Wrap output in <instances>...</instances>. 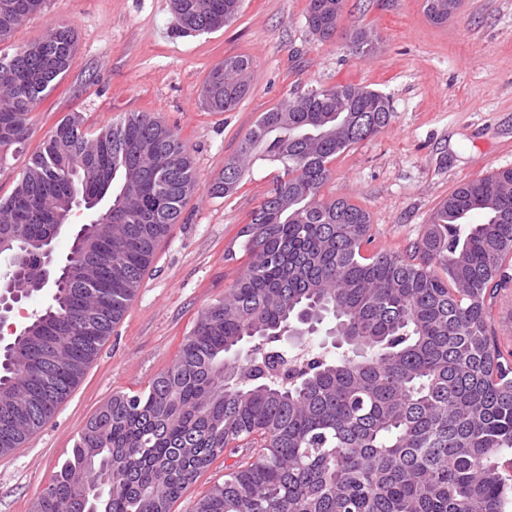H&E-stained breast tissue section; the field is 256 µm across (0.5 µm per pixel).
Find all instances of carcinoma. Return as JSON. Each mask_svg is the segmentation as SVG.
I'll return each instance as SVG.
<instances>
[{
	"instance_id": "obj_1",
	"label": "carcinoma",
	"mask_w": 512,
	"mask_h": 512,
	"mask_svg": "<svg viewBox=\"0 0 512 512\" xmlns=\"http://www.w3.org/2000/svg\"><path fill=\"white\" fill-rule=\"evenodd\" d=\"M0 12V45L45 0H11ZM344 0H308L306 20L332 38ZM189 32L224 27L242 0H175ZM459 0H425L443 23ZM357 53L375 50L366 27L353 29ZM72 29L0 51V150L20 149L32 112L66 73ZM250 59L233 56L209 74L203 97L213 112L246 95ZM381 93L347 83L312 89L261 113L211 193L240 184L254 154L282 174L237 233L250 262L199 314L173 363L132 395L117 394L78 435L70 457L40 493L34 512H171L198 474L231 444L260 437L257 458L226 475L195 512H509L512 484L498 459L512 453V362L486 325V300L507 281L512 254V169L469 181L436 208L406 253H361L371 219L343 197L324 198L329 164L391 119ZM134 143L156 147L150 154ZM91 153L111 178L74 174ZM38 184L21 178L0 198V222L28 241L51 230V215L71 187L116 213L96 211L110 228L103 261L82 290L64 282L34 316L44 346L62 355L47 374L18 360L25 344L0 346V405L27 411L23 429L0 425V454L21 447L82 380L121 321L159 243L198 187L185 144L149 112H133L88 132L77 115L60 121L28 163ZM14 288L38 263L21 250ZM356 353L306 352L256 377L253 365L285 335L312 334L327 316ZM257 355L235 357L245 342Z\"/></svg>"
}]
</instances>
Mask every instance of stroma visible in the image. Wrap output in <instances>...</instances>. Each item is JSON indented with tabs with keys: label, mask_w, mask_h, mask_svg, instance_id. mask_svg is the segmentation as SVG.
<instances>
[{
	"label": "stroma",
	"mask_w": 512,
	"mask_h": 512,
	"mask_svg": "<svg viewBox=\"0 0 512 512\" xmlns=\"http://www.w3.org/2000/svg\"><path fill=\"white\" fill-rule=\"evenodd\" d=\"M306 7L307 0H244L228 26L186 33L171 0H46L15 30L10 43L19 46L65 23L76 49L35 110L23 152L0 155V198L12 193L50 130L74 112L94 130L131 112L153 113L186 143L199 188L81 383L22 447L0 456V512H33L92 415L114 393L142 390L166 369L199 312L244 270L236 234L281 167L256 156L233 195L213 197L210 187L262 112L294 93L337 84L387 97L389 123L333 160L323 189L369 213L366 256L406 251L456 187L512 168V0H461L442 24L428 19L424 0H344L327 41L309 30ZM358 26L378 33L376 52H353L349 35ZM236 55L251 61L247 94L230 111L206 110L200 92L208 74ZM487 323L500 350L512 351V283L488 305ZM252 454L245 446L224 452L171 512H194Z\"/></svg>",
	"instance_id": "stroma-1"
}]
</instances>
